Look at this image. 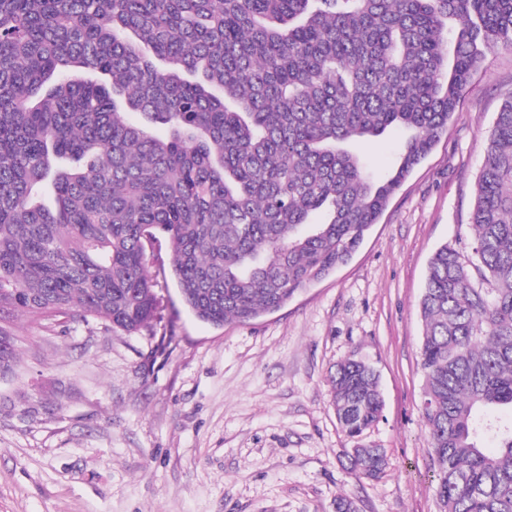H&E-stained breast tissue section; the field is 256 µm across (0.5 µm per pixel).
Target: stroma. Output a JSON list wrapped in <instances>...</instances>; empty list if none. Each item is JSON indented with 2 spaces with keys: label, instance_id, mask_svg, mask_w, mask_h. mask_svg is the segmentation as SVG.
Segmentation results:
<instances>
[{
  "label": "stroma",
  "instance_id": "35a3bbf8",
  "mask_svg": "<svg viewBox=\"0 0 512 512\" xmlns=\"http://www.w3.org/2000/svg\"><path fill=\"white\" fill-rule=\"evenodd\" d=\"M512 98V50L488 51L447 133L344 265L281 309L217 327L198 320L149 250L151 330L97 320L14 321L18 376L0 378V512H439L422 421L419 301L433 252L470 251L488 131ZM171 337L161 346V337ZM356 357L384 406L349 437L328 379ZM385 451L359 478L347 449Z\"/></svg>",
  "mask_w": 512,
  "mask_h": 512
}]
</instances>
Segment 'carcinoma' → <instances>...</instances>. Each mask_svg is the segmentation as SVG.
<instances>
[{"label":"carcinoma","mask_w":512,"mask_h":512,"mask_svg":"<svg viewBox=\"0 0 512 512\" xmlns=\"http://www.w3.org/2000/svg\"><path fill=\"white\" fill-rule=\"evenodd\" d=\"M494 44L512 47V0H0V376L16 312L151 327L160 234L198 319L280 309L352 256ZM391 128L401 153L377 180L361 146ZM471 224L472 257L429 261L422 418L441 512H512V99ZM329 385L362 436L378 374L348 358ZM348 458L385 466L380 448Z\"/></svg>","instance_id":"1"}]
</instances>
